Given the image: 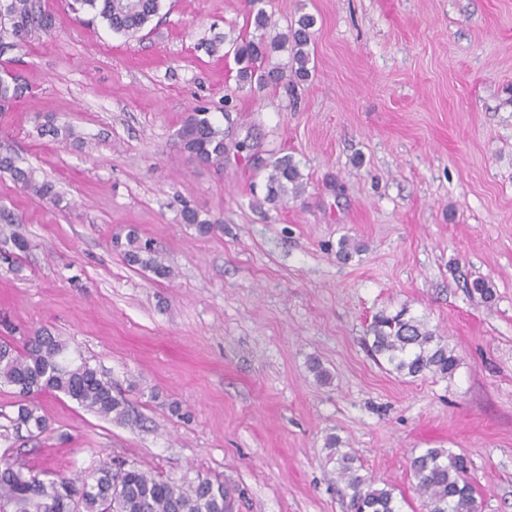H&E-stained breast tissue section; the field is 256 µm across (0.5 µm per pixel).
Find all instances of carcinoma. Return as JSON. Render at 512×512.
Instances as JSON below:
<instances>
[{
	"label": "carcinoma",
	"mask_w": 512,
	"mask_h": 512,
	"mask_svg": "<svg viewBox=\"0 0 512 512\" xmlns=\"http://www.w3.org/2000/svg\"><path fill=\"white\" fill-rule=\"evenodd\" d=\"M70 8L91 14L117 33L134 36L158 15L160 0H72ZM246 25L258 36L235 40L234 57L241 68L238 82L256 85L261 91L277 86L285 74L281 68L266 64L272 53L290 49L296 64L294 77H309V53L314 18L302 15L285 33L266 38L271 16L259 8L249 14ZM52 26V16L37 0H0V55L24 44L37 31ZM25 95V87L8 71L0 74V111ZM180 151L199 164H214L224 159V131L215 126L209 113L199 110L186 118L179 134ZM0 172L8 173L24 190L40 199L59 201L55 186L39 180L32 168H22L9 153L0 154ZM301 173L287 157L271 163L266 201L276 203L287 192V185L299 186ZM182 219L197 226L206 235L220 224L200 219L186 210ZM127 262L150 270L158 278L170 275L147 242L128 236ZM372 338L374 356L382 358L402 377L427 374L452 375L459 362L448 344L403 309L394 315L374 316L367 330ZM64 347L49 332L42 330L26 339L23 347L0 340V385L14 389V416L1 411L16 433L26 431L36 438L48 424L38 414L35 396L62 394L88 411L111 421L132 420L127 399L114 393L112 378L83 361L64 366L59 361ZM356 457L350 452L337 459L344 480L346 512H400L394 489L377 487L359 473ZM409 469L417 480V492L427 512H478L476 490L468 480V460L444 448H429L409 460ZM0 512H234V490L219 479L201 474L180 482L166 479L134 462L106 459L94 470L75 477L45 480L40 473L9 456L0 457Z\"/></svg>",
	"instance_id": "cac0c4a2"
}]
</instances>
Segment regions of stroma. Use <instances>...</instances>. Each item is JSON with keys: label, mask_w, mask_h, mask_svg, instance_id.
<instances>
[{"label": "stroma", "mask_w": 512, "mask_h": 512, "mask_svg": "<svg viewBox=\"0 0 512 512\" xmlns=\"http://www.w3.org/2000/svg\"><path fill=\"white\" fill-rule=\"evenodd\" d=\"M39 2L51 29L0 56L27 87L0 113V152L61 200L0 173V208L20 217L0 223L15 259L0 339L48 330L138 420L44 393L47 432L0 417V454L45 479L106 457L200 472L242 490L236 512H345L335 435L402 512H426L408 460L429 448L467 458L480 512H512V0H262L275 32L316 25L308 80L260 94L229 55L247 0H162L134 37ZM197 109L224 131L221 163L176 147ZM284 155L301 184L272 205ZM187 208L222 230L199 234ZM132 231L169 278L126 264ZM403 308L453 348L452 376L372 358L373 316ZM0 172L9 173L12 179L24 190L40 199L49 200L53 203L59 201L60 197L50 181L45 179L40 181L34 169L18 166L15 158L10 153L0 154Z\"/></svg>", "instance_id": "1"}]
</instances>
